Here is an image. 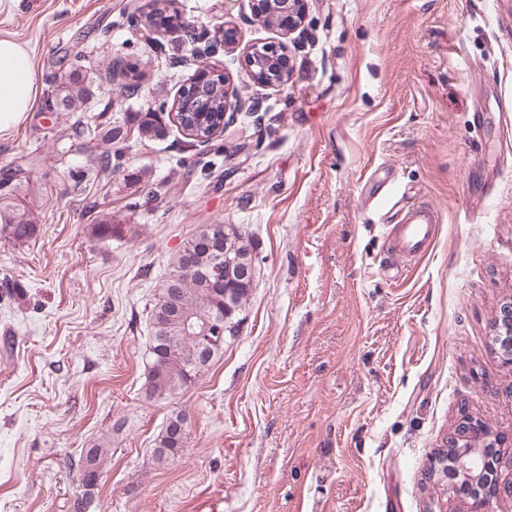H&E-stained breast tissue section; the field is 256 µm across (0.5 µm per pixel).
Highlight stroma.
Instances as JSON below:
<instances>
[{
    "label": "stroma",
    "instance_id": "stroma-1",
    "mask_svg": "<svg viewBox=\"0 0 512 512\" xmlns=\"http://www.w3.org/2000/svg\"><path fill=\"white\" fill-rule=\"evenodd\" d=\"M152 0H0V35L33 50L40 94L0 138V180L40 226L0 238V512H72L68 462L109 439L91 512H463L431 457L461 410L512 437V369L492 347L512 297V0H306L289 37L251 0H172L209 63L257 103L210 143L169 123L119 169L84 173L70 113L50 109L64 52L114 115L106 64L142 74L129 112L170 115L202 59L184 31L148 26ZM188 29V30H189ZM288 45L284 86L255 83L243 52ZM82 179H74L76 171ZM442 216L431 252L402 267L365 184ZM154 202H147V195ZM123 235L92 236L104 216ZM252 236L256 286L240 333L186 390L143 394L148 313L200 225ZM185 411L186 443L155 440ZM186 429L179 438L171 436L166 427L160 432L156 438L157 453L160 459L175 460L185 444Z\"/></svg>",
    "mask_w": 512,
    "mask_h": 512
}]
</instances>
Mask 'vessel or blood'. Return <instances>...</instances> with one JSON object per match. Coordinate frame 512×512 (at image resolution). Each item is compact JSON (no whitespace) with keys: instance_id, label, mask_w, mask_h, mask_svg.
<instances>
[{"instance_id":"1","label":"vessel or blood","mask_w":512,"mask_h":512,"mask_svg":"<svg viewBox=\"0 0 512 512\" xmlns=\"http://www.w3.org/2000/svg\"><path fill=\"white\" fill-rule=\"evenodd\" d=\"M382 221L390 227L393 252L412 263L431 250L440 215L435 208L414 202L397 206L393 214L383 215Z\"/></svg>"}]
</instances>
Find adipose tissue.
I'll list each match as a JSON object with an SVG mask.
<instances>
[{
  "mask_svg": "<svg viewBox=\"0 0 512 512\" xmlns=\"http://www.w3.org/2000/svg\"><path fill=\"white\" fill-rule=\"evenodd\" d=\"M38 99L35 55L27 44L0 37V137L9 136Z\"/></svg>",
  "mask_w": 512,
  "mask_h": 512,
  "instance_id": "adipose-tissue-1",
  "label": "adipose tissue"
}]
</instances>
